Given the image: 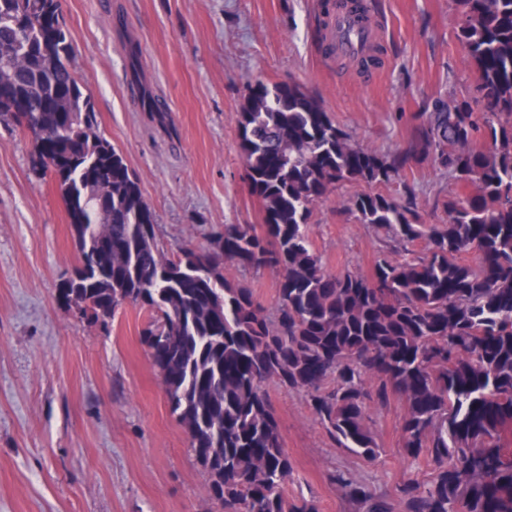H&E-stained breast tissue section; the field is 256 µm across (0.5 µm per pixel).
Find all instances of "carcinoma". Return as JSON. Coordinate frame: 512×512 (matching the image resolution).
Instances as JSON below:
<instances>
[{"label": "carcinoma", "mask_w": 512, "mask_h": 512, "mask_svg": "<svg viewBox=\"0 0 512 512\" xmlns=\"http://www.w3.org/2000/svg\"><path fill=\"white\" fill-rule=\"evenodd\" d=\"M457 4L475 96L435 99L407 148L382 154L300 85L255 83L237 127L263 230L226 224L173 260L68 66L61 0H0V116L33 137L34 169L54 176L82 236L59 300L77 295L95 324L128 301L159 316L142 342L224 512H319L286 493L270 382L304 392L338 446L369 462L380 452L369 403L403 404L399 451L426 479L383 494L339 470L331 481L354 512H512V0ZM421 155L457 188L446 224L386 191ZM346 183L362 186L346 204L358 223L424 239L422 255L380 256L368 275L325 271L306 226ZM231 266L278 273L274 318L224 277Z\"/></svg>", "instance_id": "carcinoma-1"}]
</instances>
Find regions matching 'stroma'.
Returning a JSON list of instances; mask_svg holds the SVG:
<instances>
[{
    "instance_id": "obj_1",
    "label": "stroma",
    "mask_w": 512,
    "mask_h": 512,
    "mask_svg": "<svg viewBox=\"0 0 512 512\" xmlns=\"http://www.w3.org/2000/svg\"><path fill=\"white\" fill-rule=\"evenodd\" d=\"M322 0H62L70 66L99 114V131L138 176L167 256L227 224H261L244 179L237 116L256 81L303 85L355 143L405 147L415 116L434 99L473 95L456 41V0H372L383 74L366 84L318 45ZM34 143L0 121V512H222L172 414L141 334L146 308L119 307L91 324L58 300L77 258L52 177L33 170ZM418 190L423 222L443 224L454 193L420 157L390 191ZM344 184L319 202L307 227L331 273L369 274L379 253L418 255L357 223ZM268 315L278 275L234 267ZM266 389L292 461L286 491L319 512H353L330 481L351 472L378 491L414 476L399 452L398 400L369 410L380 448L372 462L338 448L301 392Z\"/></svg>"
}]
</instances>
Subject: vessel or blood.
I'll return each mask as SVG.
<instances>
[{
  "instance_id": "1",
  "label": "vessel or blood",
  "mask_w": 512,
  "mask_h": 512,
  "mask_svg": "<svg viewBox=\"0 0 512 512\" xmlns=\"http://www.w3.org/2000/svg\"><path fill=\"white\" fill-rule=\"evenodd\" d=\"M381 24L375 19H363L345 6H337L330 16L327 35L337 57L366 58L374 54L379 42Z\"/></svg>"
}]
</instances>
